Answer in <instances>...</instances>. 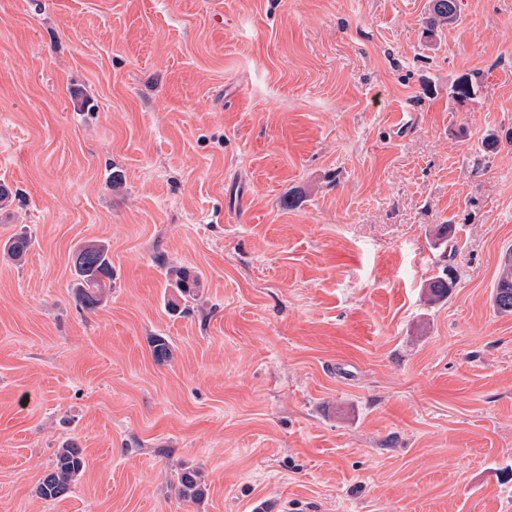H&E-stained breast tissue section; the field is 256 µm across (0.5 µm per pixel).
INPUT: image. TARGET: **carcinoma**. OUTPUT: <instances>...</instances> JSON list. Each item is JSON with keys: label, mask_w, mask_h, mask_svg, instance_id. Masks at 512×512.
Instances as JSON below:
<instances>
[{"label": "carcinoma", "mask_w": 512, "mask_h": 512, "mask_svg": "<svg viewBox=\"0 0 512 512\" xmlns=\"http://www.w3.org/2000/svg\"><path fill=\"white\" fill-rule=\"evenodd\" d=\"M460 9L458 0H431L430 16L427 17L425 33L433 37L442 28L458 21ZM33 240L25 232H19L0 245L3 258L20 262L28 254ZM74 288L80 307L92 310L100 305L112 288V262L108 248L91 241L79 246L73 257ZM169 285L176 289L181 300L195 299L201 286L199 277L181 267H170L166 271ZM494 303L499 311L512 313V255L504 258L499 272ZM152 356L158 361H167L172 356L171 345L162 336H155L149 342ZM88 461L78 446L70 442L58 449L51 468L42 476L36 487V494L46 501H58L70 495L75 483L84 473ZM177 493L180 498L199 503L205 496L202 472L193 467L182 468L176 473Z\"/></svg>", "instance_id": "cac0c4a2"}]
</instances>
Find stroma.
<instances>
[{"mask_svg": "<svg viewBox=\"0 0 512 512\" xmlns=\"http://www.w3.org/2000/svg\"><path fill=\"white\" fill-rule=\"evenodd\" d=\"M459 6L429 40V0H0V241L34 239L0 259V512H512V0ZM33 245V240L26 232H19L8 238L3 244L1 242L0 251H3V258L11 261L20 262L28 254ZM108 248L99 241L79 246L73 257L74 288L80 307L92 310L112 288V262ZM494 303L502 313H512V255L504 258L503 267L499 272ZM166 278L169 285L176 288L179 298L184 301L185 305L189 299H195L201 286L199 277L191 275L188 270L181 267L168 268ZM87 466L82 450L73 442L67 443L56 451L53 465L40 479L36 494L46 501L68 497ZM177 493L180 498L192 503H200L205 496V483L202 472L193 467L181 468L176 473Z\"/></svg>", "mask_w": 512, "mask_h": 512, "instance_id": "35a3bbf8", "label": "stroma"}]
</instances>
